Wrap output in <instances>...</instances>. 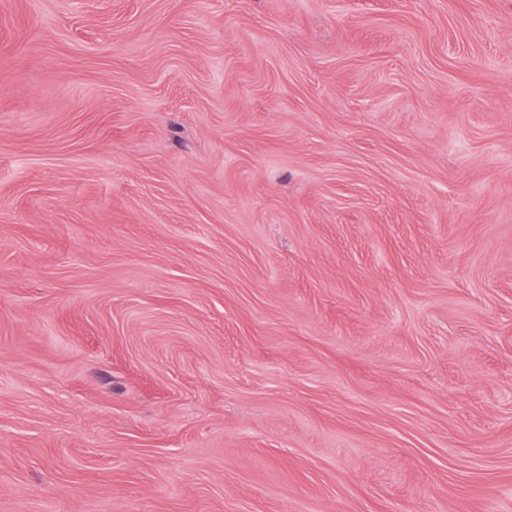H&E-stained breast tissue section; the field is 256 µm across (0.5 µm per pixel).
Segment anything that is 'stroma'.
<instances>
[{"mask_svg": "<svg viewBox=\"0 0 512 512\" xmlns=\"http://www.w3.org/2000/svg\"><path fill=\"white\" fill-rule=\"evenodd\" d=\"M0 512H512V0H0Z\"/></svg>", "mask_w": 512, "mask_h": 512, "instance_id": "1", "label": "stroma"}]
</instances>
